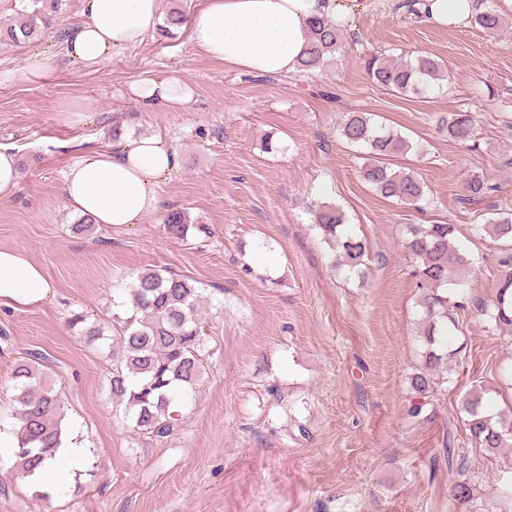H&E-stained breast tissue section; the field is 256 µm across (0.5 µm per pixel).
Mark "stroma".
I'll return each mask as SVG.
<instances>
[{
  "label": "stroma",
  "mask_w": 512,
  "mask_h": 512,
  "mask_svg": "<svg viewBox=\"0 0 512 512\" xmlns=\"http://www.w3.org/2000/svg\"><path fill=\"white\" fill-rule=\"evenodd\" d=\"M368 0L334 60L314 79L257 75L197 53L186 28L154 29L136 49L86 67L66 55L81 0H63L37 39L0 48V144L19 159L15 196L0 201V248L25 253L50 279L45 303L0 304V436L13 437V371L35 355L64 406V429L84 449L75 480L51 490L0 456V512H512V447H479L464 399L484 392L512 417V331L480 312L494 298L512 243L479 230L512 210V13L497 36L405 18ZM427 52L448 80L425 96L373 84L362 58ZM46 69L28 72L33 54ZM195 89L186 111H142L132 82L170 71ZM478 116L471 145L440 132L452 112ZM375 114L411 138L393 162L417 172L430 198L418 210L368 186L362 150L338 135L347 113ZM162 134L181 164L142 223L76 234L65 204L69 165L116 136ZM273 135L278 152L260 143ZM480 172L495 190L464 205ZM339 206L366 238L356 272L332 267L314 224ZM206 224L209 239L171 238L167 211ZM451 224L470 254L450 327L454 357L427 370L416 263L402 246L412 224ZM163 266L198 281L206 302V370L181 399L174 429H138L112 398L115 320L136 274ZM104 327L88 343L74 314ZM429 371L427 394L412 387ZM470 496L452 499L457 481Z\"/></svg>",
  "instance_id": "obj_1"
}]
</instances>
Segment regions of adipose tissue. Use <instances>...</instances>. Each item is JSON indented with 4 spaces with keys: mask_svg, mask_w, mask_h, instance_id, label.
<instances>
[{
    "mask_svg": "<svg viewBox=\"0 0 512 512\" xmlns=\"http://www.w3.org/2000/svg\"><path fill=\"white\" fill-rule=\"evenodd\" d=\"M84 22L67 39L70 58L92 65L138 47L157 26L163 0H82ZM360 0H204L186 26L192 46L211 61L257 74L295 70L309 23L324 17L351 26ZM144 110L186 109L194 100L178 73L145 78L130 86ZM180 168V155L162 135L128 138L67 170L62 194L76 214L96 223H141L162 209L161 185ZM51 284L27 255L0 248V303L16 308L40 304Z\"/></svg>",
    "mask_w": 512,
    "mask_h": 512,
    "instance_id": "ef3b65f1",
    "label": "adipose tissue"
}]
</instances>
